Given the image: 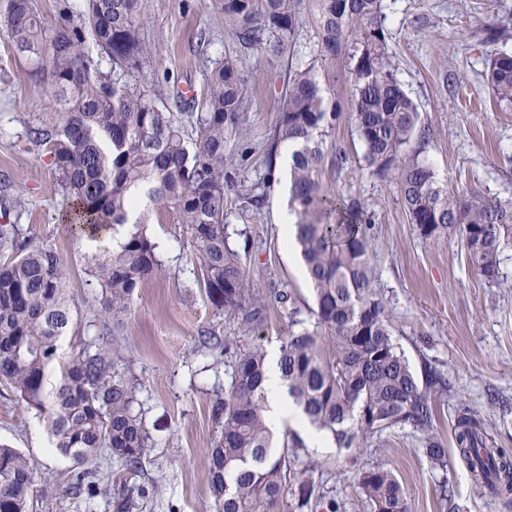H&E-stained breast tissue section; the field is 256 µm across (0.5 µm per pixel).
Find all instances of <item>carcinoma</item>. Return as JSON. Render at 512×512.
<instances>
[{
  "mask_svg": "<svg viewBox=\"0 0 512 512\" xmlns=\"http://www.w3.org/2000/svg\"><path fill=\"white\" fill-rule=\"evenodd\" d=\"M318 53L288 70L278 125L266 153L264 177L242 195L261 205L272 175L275 144L292 152L290 206L295 241L314 289L307 317L295 300L291 329L280 349V377L292 402L339 448H363L396 428L420 434L425 455L445 464L447 449L435 433L432 403L446 383L434 371L421 380L394 343L386 305L375 288L364 209L355 199L331 195L322 174L326 138L339 113L328 107L324 80L343 60L351 88V116L371 173L396 174L402 204L426 240L460 236L470 258L496 281L500 254L512 238V201L440 183L411 147L419 111L398 82L388 52L383 0H313ZM224 15V27L245 48L288 55L302 25V0H207ZM57 21L47 23L36 0H5L0 18L26 73L47 83L49 112L29 127L30 141L53 158L70 209L60 220L97 242L89 276L102 292V314L126 313L141 284L161 266L146 231L148 216L128 223L140 194L169 208L195 248L208 299L218 312L250 328L265 318L263 289L251 284L229 242L224 203L238 169L236 145L247 140L239 126L245 107L242 79L231 58L214 61L200 94L170 95L161 106L150 89L130 87L144 74L151 45L141 35L139 0H84L71 10L57 0ZM110 70H101V62ZM488 81L499 102L512 105V54L489 56ZM127 226L121 241L108 238ZM15 224H0V246L18 254L0 264V379L46 419L52 445L81 468L75 497L105 490L96 470L102 450L134 468L148 448L135 393L112 372V348L81 337V323L65 285V261L48 242L17 240ZM77 338L71 353L61 343ZM202 343L229 355L227 396L215 406L220 436L208 449L210 490L217 512H275L289 497L292 512L312 507V462L300 459L301 438L290 435L280 454L264 415L266 351L238 345L214 332ZM455 441L471 472L492 493L512 496V451L494 448L487 424L459 409ZM371 512H409L404 489L389 469L357 475ZM35 472L20 450L0 445V512H26Z\"/></svg>",
  "mask_w": 512,
  "mask_h": 512,
  "instance_id": "cac0c4a2",
  "label": "carcinoma"
}]
</instances>
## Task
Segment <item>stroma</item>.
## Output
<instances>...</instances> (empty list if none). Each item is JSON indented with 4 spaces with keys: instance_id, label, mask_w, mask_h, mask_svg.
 <instances>
[{
    "instance_id": "35a3bbf8",
    "label": "stroma",
    "mask_w": 512,
    "mask_h": 512,
    "mask_svg": "<svg viewBox=\"0 0 512 512\" xmlns=\"http://www.w3.org/2000/svg\"><path fill=\"white\" fill-rule=\"evenodd\" d=\"M383 5L396 77L417 105L426 132L423 158L441 182L512 199V107L494 99L487 79L491 52H512V0H383ZM140 14L152 45L144 77L160 97L175 89L201 91L209 61L238 62L247 99L239 124L249 136L250 152L227 193L224 222L249 281L267 294V316L241 332L228 315L216 314L203 288L184 285L194 247L175 213L151 219L147 232L158 245L162 267L136 291L108 338L117 371L135 387L149 448L132 471L102 453L98 466L109 479L110 494L72 499L73 463L49 453L42 418L0 380V444L25 453L37 479L54 485L48 497L34 496L29 512H113L114 498L124 495L135 498L136 512H216L206 453L220 433L212 408L224 397L227 382L223 359L201 350L199 334L210 328L277 348L286 339L290 316L276 291L292 292L303 310L313 303L276 224L278 211L289 203L282 175H275L259 207L244 205L240 196L264 172L289 62H308L318 52L314 29L308 23L299 29L295 54L287 59L240 48L223 16L203 0H140ZM203 30L211 43L202 53L196 35ZM26 68L0 24V210L9 209L21 238L51 243L62 255L67 293L91 335L102 321L101 290L87 275L85 238L58 220L67 198L52 160L28 139V128L46 112L49 97L47 84L30 79ZM350 96L345 72L336 68L326 98L338 112L330 140L344 160L326 167L323 181L332 193L356 198L368 211L377 286L411 369L419 374L429 364L448 380L434 404L437 433L449 454L446 466L432 463L407 427L367 448L306 446L302 460L319 465L315 483L321 502L315 512H329L334 503L340 512H371L354 475L375 466L397 475L409 512H512L474 484L454 450V418L461 406L485 419L496 447L512 448V245L501 254L499 283L492 284L460 239L421 238L394 177L378 178L366 167L352 132ZM17 198L22 206L15 212L11 205Z\"/></svg>"
}]
</instances>
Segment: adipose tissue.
Wrapping results in <instances>:
<instances>
[{"instance_id":"obj_1","label":"adipose tissue","mask_w":512,"mask_h":512,"mask_svg":"<svg viewBox=\"0 0 512 512\" xmlns=\"http://www.w3.org/2000/svg\"><path fill=\"white\" fill-rule=\"evenodd\" d=\"M278 350H269L267 354V381L265 386V418L273 427L291 423L306 440L313 445L325 446L326 440L321 433L310 426L301 410L295 407L285 385L280 379L278 368Z\"/></svg>"}]
</instances>
